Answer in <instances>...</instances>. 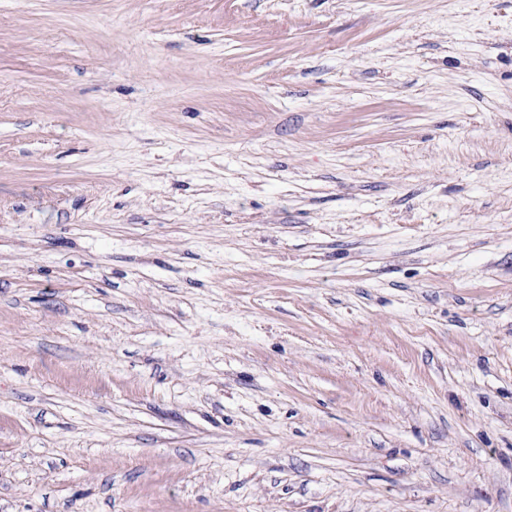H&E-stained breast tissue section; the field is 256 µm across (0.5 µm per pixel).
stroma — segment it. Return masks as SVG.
I'll return each instance as SVG.
<instances>
[{"mask_svg": "<svg viewBox=\"0 0 512 512\" xmlns=\"http://www.w3.org/2000/svg\"><path fill=\"white\" fill-rule=\"evenodd\" d=\"M0 512H512V0H0Z\"/></svg>", "mask_w": 512, "mask_h": 512, "instance_id": "1", "label": "stroma"}]
</instances>
